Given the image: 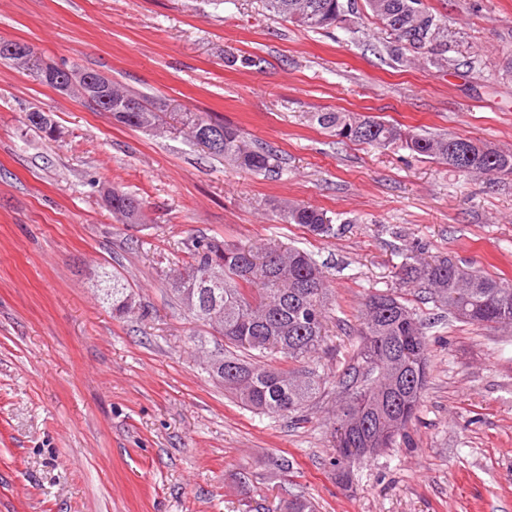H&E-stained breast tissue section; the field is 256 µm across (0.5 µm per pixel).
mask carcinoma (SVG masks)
Returning <instances> with one entry per match:
<instances>
[{
  "label": "carcinoma",
  "mask_w": 512,
  "mask_h": 512,
  "mask_svg": "<svg viewBox=\"0 0 512 512\" xmlns=\"http://www.w3.org/2000/svg\"><path fill=\"white\" fill-rule=\"evenodd\" d=\"M266 9L313 31L346 21L355 0H265ZM365 7L390 32L389 51L396 60L421 59L435 66L448 52V28L423 0H365ZM112 98H127L137 111L120 122L139 129L157 128L154 102L124 92L112 84ZM317 124L341 139L379 148L401 147L440 161L464 174L512 176V153L451 134L420 133L376 116L353 117L345 112H318ZM194 124L224 130V149L215 156L244 170L275 167V154L249 143L233 125L199 116ZM112 212L135 224L141 203L133 195L112 189ZM284 224H299L327 237L333 217L300 203L279 211ZM183 268L206 275L219 271L224 316L200 304L188 306L183 291L171 292L199 322L224 338V389L255 413L270 416L304 409L325 388L327 376L314 363L323 342L328 286L311 254L275 244L236 246L198 244ZM403 284L428 290L437 308L463 322L491 330L512 325V281L497 279L473 267H461L448 257L426 260L421 253L405 257L398 271ZM103 299L112 315L124 318L136 306L131 287L117 273L100 276ZM427 323L394 293L369 294L362 309L360 347L342 373L336 375L340 404L332 422L338 456L336 470L348 474L349 464L366 453V442L382 449L405 435L416 418L428 378Z\"/></svg>",
  "instance_id": "cac0c4a2"
}]
</instances>
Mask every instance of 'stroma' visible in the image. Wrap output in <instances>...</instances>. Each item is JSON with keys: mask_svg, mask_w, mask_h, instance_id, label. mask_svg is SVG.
Returning a JSON list of instances; mask_svg holds the SVG:
<instances>
[{"mask_svg": "<svg viewBox=\"0 0 512 512\" xmlns=\"http://www.w3.org/2000/svg\"><path fill=\"white\" fill-rule=\"evenodd\" d=\"M424 3L459 65L397 62L369 17L311 31L263 0H0V39L160 107L159 131L138 130L0 62V512H284L295 495L317 512H512V334L459 322L397 276L419 248L512 281V176L465 177L312 119L379 116L512 153V0ZM32 111L55 138L28 126ZM205 114L276 151L278 172L188 138ZM114 187L141 201L140 223L112 214ZM289 201L328 211L335 236L281 223ZM206 242L314 254L326 372L355 354L370 293L400 292L428 322L408 436L352 462L349 486L333 467L334 386L298 422L242 409L209 374L224 340L168 285ZM105 270L131 285L134 315L113 318Z\"/></svg>", "mask_w": 512, "mask_h": 512, "instance_id": "stroma-1", "label": "stroma"}]
</instances>
